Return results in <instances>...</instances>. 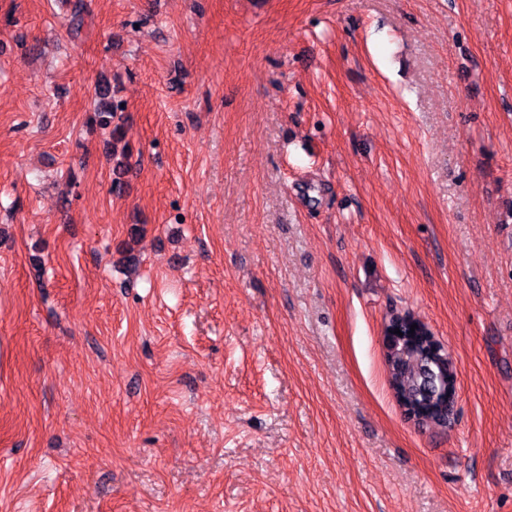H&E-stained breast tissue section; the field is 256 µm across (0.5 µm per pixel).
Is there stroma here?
<instances>
[{
  "label": "stroma",
  "mask_w": 512,
  "mask_h": 512,
  "mask_svg": "<svg viewBox=\"0 0 512 512\" xmlns=\"http://www.w3.org/2000/svg\"><path fill=\"white\" fill-rule=\"evenodd\" d=\"M87 2L0 0V512H512V0ZM423 350L421 339L406 342L397 349L392 384L401 397L416 398L424 386H432L434 382L438 388L439 380L430 370L432 365L421 356Z\"/></svg>",
  "instance_id": "1"
}]
</instances>
